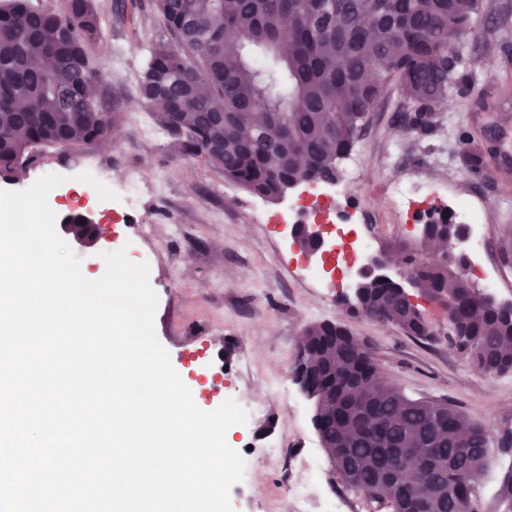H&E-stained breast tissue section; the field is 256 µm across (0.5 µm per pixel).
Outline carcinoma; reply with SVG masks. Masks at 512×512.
Listing matches in <instances>:
<instances>
[{"label":"carcinoma","instance_id":"1","mask_svg":"<svg viewBox=\"0 0 512 512\" xmlns=\"http://www.w3.org/2000/svg\"><path fill=\"white\" fill-rule=\"evenodd\" d=\"M480 0H155L166 40L152 51L139 77L141 99L180 141L186 156H202L224 180L267 199L295 181L335 179L366 125L365 106L391 86L405 111L400 124L416 132L435 122L431 104L462 80L445 64L448 31L474 26ZM98 34L91 0H65L59 11L30 0H0V180H12L42 146L92 143L105 134L103 110L92 89L103 80L92 64ZM44 57L45 68L33 62ZM185 66L199 79L179 81ZM267 113V122L254 118ZM472 170L484 165L482 144L470 140L463 155ZM434 234L404 250L409 272L433 298L445 293L448 334L472 365L486 374L512 372V319L485 307L482 291L451 257L428 245L454 233L437 213ZM367 306L386 324L427 340L419 306L370 282ZM304 335L317 352L310 385L332 397L318 425L336 472L347 487L397 512L410 499L417 512H452L438 494L453 484L473 501L478 475L465 469L432 470L410 484L388 477L406 465L398 452L414 448L430 463L463 456L460 442L478 437L448 402L412 398L383 389L367 404L347 377L378 367L369 347L342 324L310 325ZM336 358L331 374L320 363Z\"/></svg>","mask_w":512,"mask_h":512}]
</instances>
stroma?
<instances>
[{"label": "stroma", "instance_id": "stroma-1", "mask_svg": "<svg viewBox=\"0 0 512 512\" xmlns=\"http://www.w3.org/2000/svg\"><path fill=\"white\" fill-rule=\"evenodd\" d=\"M92 4L99 32L91 59L103 74L96 94L112 115L109 141L40 148L35 162L7 188L22 191L44 175H63L48 196L56 216L86 214L102 228L95 246H71L82 272L101 278L103 253L122 248L131 261L148 263L158 297L156 337L186 386L199 388L202 410L229 399L246 409L264 407V415L229 430L231 447L245 461L243 480L230 490L233 512H289L288 464L306 454L313 463L300 490L313 512L351 495L321 445L314 401L291 372L305 329L319 323L346 325L369 344L392 384L415 398L448 401L491 433L475 505L478 512H502L500 489L512 477V449L502 445L504 437L512 438V373L476 370L449 342L444 311L426 298L418 303L434 335L420 340L352 311L339 278H309L306 268L321 265L323 256L304 251L279 216L295 200L310 203L301 188L269 200L225 181L203 157L183 155L173 136L157 142L138 138L136 124L148 107L136 93L137 81L164 38L162 19L153 0ZM454 50L468 84L449 90L430 135L395 124L398 89L373 105L352 151L358 170L342 182L345 199L371 214L381 249L397 252L419 244L431 208L449 209L458 192L471 195L488 215L489 255L476 275L499 278L496 298L512 302V0H483L472 32L460 35ZM491 86L507 92L485 110L478 96ZM487 126L496 131V159L470 170L462 161L467 140ZM92 159L105 166L111 197L88 191L85 164ZM410 166L448 190L402 216L384 194L387 183L403 178ZM132 169L148 188L131 208L124 182Z\"/></svg>", "mask_w": 512, "mask_h": 512}]
</instances>
